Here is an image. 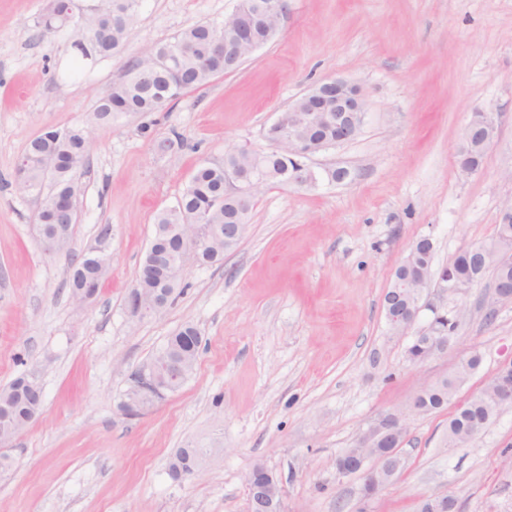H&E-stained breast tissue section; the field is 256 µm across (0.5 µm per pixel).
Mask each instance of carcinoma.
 Here are the masks:
<instances>
[{"mask_svg": "<svg viewBox=\"0 0 512 512\" xmlns=\"http://www.w3.org/2000/svg\"><path fill=\"white\" fill-rule=\"evenodd\" d=\"M140 0H98L93 8L92 23L112 30V44L108 45L91 34H80L73 47L78 55H109L111 48L124 44L128 29L137 16ZM236 37V28L216 27L207 22L189 26L172 39L153 45L143 56L136 59L123 78L112 84V89L99 100L96 117L107 120L114 112H157L177 101L187 90L206 85L211 78L232 69L233 64L224 60V53L214 49L212 39ZM91 130L87 128H63L47 131L29 141L16 171L19 190L25 194L35 192L44 196L55 195L75 185L78 171L86 158L82 144L89 141ZM50 163L56 172L44 170ZM240 168H256L265 173L267 184H283L282 173L298 168L301 161L286 157L273 158L260 152L251 155L229 156L221 162H205L199 165L176 203L165 208L156 217L154 236L170 242L177 238L185 224H204L211 231L224 232V224L238 219L249 221L250 213L241 214L230 203H224L225 165ZM46 236L66 244L72 232L62 222L61 214L53 211L38 213ZM483 245L502 252L512 251V220L495 225V234ZM433 252L419 250L407 256V264L414 269L428 270ZM458 276L475 275L473 257L466 251L453 259ZM200 339L197 328L185 325L170 336L156 353L163 357L173 372H181L182 379L165 381L167 392L178 391L193 373L199 352ZM481 355L474 351L456 370L453 382L446 380L427 389L422 397L424 412L432 413L451 403L458 389L479 368ZM500 408L496 399L495 379L488 380L480 392L456 407L448 422V447L472 442L465 432L469 422L480 420L489 424ZM23 414L21 408L9 410L7 417H0V442L11 440L17 431L7 424Z\"/></svg>", "mask_w": 512, "mask_h": 512, "instance_id": "carcinoma-1", "label": "carcinoma"}]
</instances>
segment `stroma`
<instances>
[{"mask_svg": "<svg viewBox=\"0 0 512 512\" xmlns=\"http://www.w3.org/2000/svg\"><path fill=\"white\" fill-rule=\"evenodd\" d=\"M48 4L0 0V388L34 369L44 392L41 414L10 442L0 512H247L259 462L280 478L285 512H417L435 493L454 495L460 512H512V409L459 448L447 438L454 405L408 410L421 384L471 352L483 361L457 402L512 359V304L492 305L488 277L448 298L469 307L454 347L420 364L384 309L414 241L432 239L440 270L490 239L512 203V0H288L280 34L237 69L163 111L105 123L99 98L145 48L221 23L238 0H141L123 47L92 63L77 62L73 29L39 33ZM332 78L362 89L364 125L308 164L351 179L265 187L223 262L186 263L173 301L132 317L157 213L200 163L266 149L276 113ZM478 111L494 113L498 137L467 176L457 151ZM67 127L93 131L72 249L112 227L111 267L84 306L65 286L68 253H45L35 206L15 187L28 141ZM175 132L180 142L159 152ZM187 323L201 334L194 372L151 412L123 417L129 374ZM386 412L406 416L404 469L366 501L336 459ZM188 446L206 449L205 469L173 481L168 460Z\"/></svg>", "mask_w": 512, "mask_h": 512, "instance_id": "obj_1", "label": "stroma"}]
</instances>
